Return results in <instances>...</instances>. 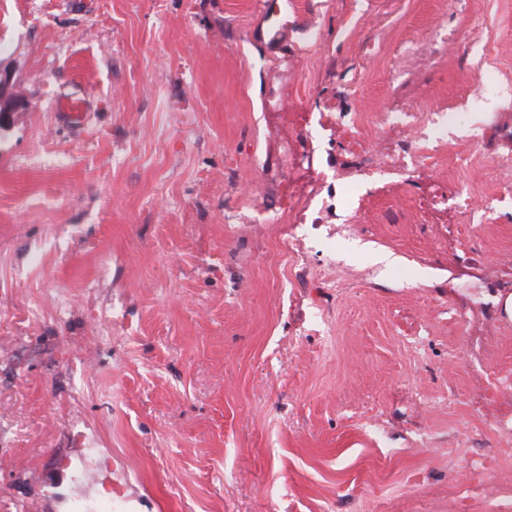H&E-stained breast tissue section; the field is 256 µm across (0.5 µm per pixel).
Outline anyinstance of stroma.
<instances>
[{
  "label": "stroma",
  "instance_id": "35a3bbf8",
  "mask_svg": "<svg viewBox=\"0 0 512 512\" xmlns=\"http://www.w3.org/2000/svg\"><path fill=\"white\" fill-rule=\"evenodd\" d=\"M263 8L0 0L28 100L0 127V512H504L512 288L453 313L471 254L512 273V208L483 209L512 190V0H290L278 43ZM436 112L457 139L371 177ZM311 184L322 224L362 193L318 260L370 279L292 263ZM88 102L84 97H71L60 102L57 113L63 122L81 126L86 116Z\"/></svg>",
  "mask_w": 512,
  "mask_h": 512
}]
</instances>
